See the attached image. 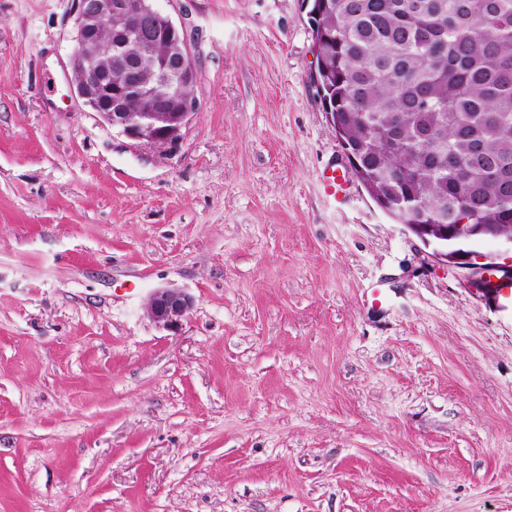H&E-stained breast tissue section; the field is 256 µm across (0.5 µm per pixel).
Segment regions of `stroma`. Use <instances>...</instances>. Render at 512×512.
<instances>
[{
  "mask_svg": "<svg viewBox=\"0 0 512 512\" xmlns=\"http://www.w3.org/2000/svg\"><path fill=\"white\" fill-rule=\"evenodd\" d=\"M154 4L166 149L77 97L72 0H0V512H512V298L326 191L308 0ZM192 305V297L179 288H156L149 295L146 312L154 322L171 329L180 323Z\"/></svg>",
  "mask_w": 512,
  "mask_h": 512,
  "instance_id": "1",
  "label": "stroma"
}]
</instances>
